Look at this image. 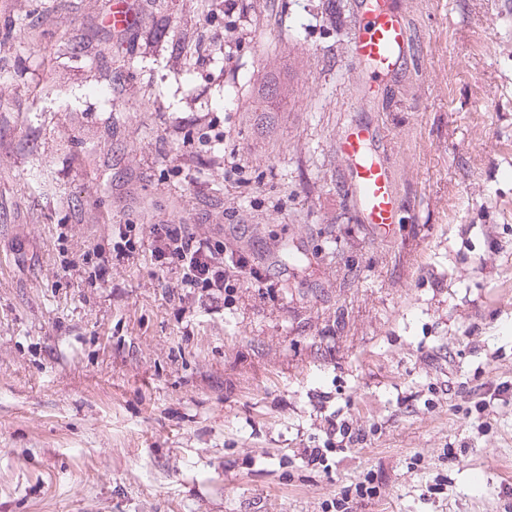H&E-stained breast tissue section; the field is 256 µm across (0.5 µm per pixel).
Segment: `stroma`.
<instances>
[{
	"instance_id": "35a3bbf8",
	"label": "stroma",
	"mask_w": 512,
	"mask_h": 512,
	"mask_svg": "<svg viewBox=\"0 0 512 512\" xmlns=\"http://www.w3.org/2000/svg\"><path fill=\"white\" fill-rule=\"evenodd\" d=\"M117 2L0 0V512H335L367 477L352 512H512V0H392L384 78L364 0ZM163 222L223 243L224 293L116 260ZM331 419L359 441L308 464ZM368 12L369 16L354 40L353 58L371 65L379 74L388 73L404 55L408 44L404 19L401 12L392 9ZM373 132L360 126L347 132L336 149L350 166V194L360 207L361 220L385 232L399 224V206L387 169L372 151Z\"/></svg>"
}]
</instances>
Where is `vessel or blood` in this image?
I'll use <instances>...</instances> for the list:
<instances>
[{"mask_svg":"<svg viewBox=\"0 0 512 512\" xmlns=\"http://www.w3.org/2000/svg\"><path fill=\"white\" fill-rule=\"evenodd\" d=\"M407 44L401 12L373 11L354 40L353 58L384 74L395 67ZM372 139V130L360 126L343 135L336 149L350 166L349 191L360 207L362 222L388 232L399 222V206L388 171L372 151Z\"/></svg>","mask_w":512,"mask_h":512,"instance_id":"1","label":"vessel or blood"}]
</instances>
